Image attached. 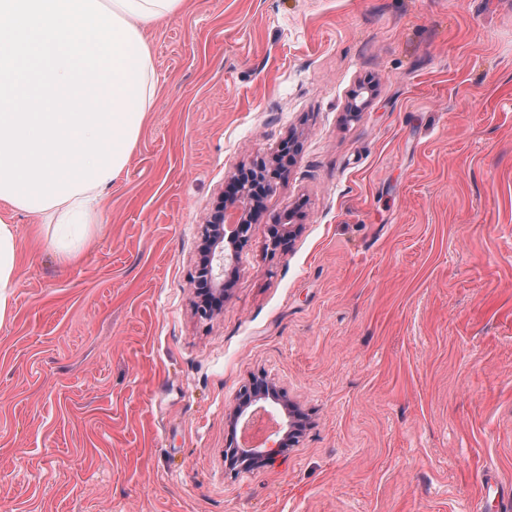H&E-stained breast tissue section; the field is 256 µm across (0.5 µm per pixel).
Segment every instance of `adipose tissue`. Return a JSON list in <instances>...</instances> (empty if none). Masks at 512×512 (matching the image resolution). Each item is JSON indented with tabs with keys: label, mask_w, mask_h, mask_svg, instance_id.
Segmentation results:
<instances>
[{
	"label": "adipose tissue",
	"mask_w": 512,
	"mask_h": 512,
	"mask_svg": "<svg viewBox=\"0 0 512 512\" xmlns=\"http://www.w3.org/2000/svg\"><path fill=\"white\" fill-rule=\"evenodd\" d=\"M109 11L114 12L134 30H142L147 25L179 13L186 0H100ZM133 81L118 85L110 81L106 85V96L113 100L115 118L110 121L111 143L115 150L110 154V165L101 175L90 182L79 183L78 194L62 203L48 204L42 217L52 225L53 233L48 242L50 248L64 261L78 258L90 235L92 224L97 223L102 208L104 189L120 177L137 145L139 133L126 130L121 121L134 109L128 92L133 89ZM17 229L0 218V323L11 311L12 299L20 283V270L17 264Z\"/></svg>",
	"instance_id": "ef3b65f1"
}]
</instances>
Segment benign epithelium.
<instances>
[{
  "label": "benign epithelium",
  "mask_w": 512,
  "mask_h": 512,
  "mask_svg": "<svg viewBox=\"0 0 512 512\" xmlns=\"http://www.w3.org/2000/svg\"><path fill=\"white\" fill-rule=\"evenodd\" d=\"M260 206V196L249 182L239 186L237 194L225 202L224 210H219L208 223L201 225L200 259L198 275L205 279L211 307H200L197 313L209 319L218 313L224 302V292L228 283L239 271L238 243L248 233L245 217ZM297 225L288 217L268 225L269 247L276 251L285 246V241L296 233ZM281 409L284 420L271 432L281 436L274 442L265 440L262 445H248L241 441L225 450L226 466L231 470L254 469L266 465L275 455L283 451L288 438L296 434V406L288 400L287 393L276 383L265 381L249 385L241 391V399L226 415V423L232 429L240 424H248L258 411Z\"/></svg>",
  "instance_id": "1"
}]
</instances>
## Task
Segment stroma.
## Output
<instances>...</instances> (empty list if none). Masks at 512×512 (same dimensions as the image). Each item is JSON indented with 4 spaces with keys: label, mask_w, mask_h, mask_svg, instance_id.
I'll return each mask as SVG.
<instances>
[{
    "label": "stroma",
    "mask_w": 512,
    "mask_h": 512,
    "mask_svg": "<svg viewBox=\"0 0 512 512\" xmlns=\"http://www.w3.org/2000/svg\"><path fill=\"white\" fill-rule=\"evenodd\" d=\"M144 38L153 108L80 259L0 206V512H506L512 0H186ZM291 136L200 319V226ZM260 376L306 425L235 473L225 411ZM16 242L15 224L0 217V323L9 315L15 289L20 283ZM291 216L285 218L284 220H280L279 223L275 222L274 224H269L268 226V234H269V247L271 251H276L285 246V241L289 238H292L296 233L298 224H292Z\"/></svg>",
    "instance_id": "stroma-1"
}]
</instances>
